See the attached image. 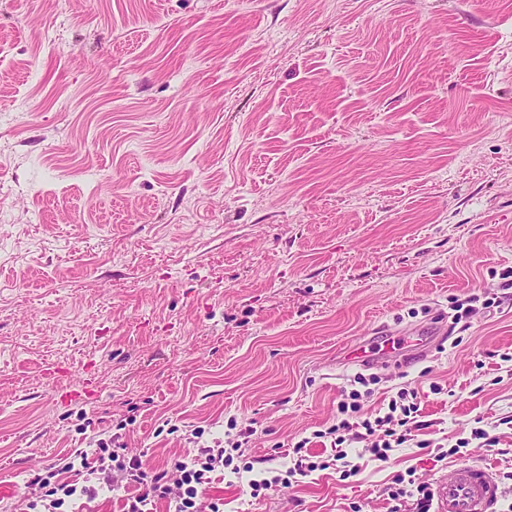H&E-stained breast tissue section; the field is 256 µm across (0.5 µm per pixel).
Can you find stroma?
<instances>
[{
    "instance_id": "stroma-1",
    "label": "stroma",
    "mask_w": 512,
    "mask_h": 512,
    "mask_svg": "<svg viewBox=\"0 0 512 512\" xmlns=\"http://www.w3.org/2000/svg\"><path fill=\"white\" fill-rule=\"evenodd\" d=\"M3 206L0 507L102 430L158 469L199 427L258 474L331 457L347 352L412 331L364 411L415 388L416 444L210 496L389 512L479 463L512 502V0H0ZM310 443L309 438H303L295 443L293 446V454L297 456L294 467L289 468L285 471V476L282 473L276 471H267V473H276L269 477H263L261 479H250L248 486L251 489V496L257 498L261 495V490L267 489L272 484H280L283 488H289L292 485L290 477L295 475L306 476L307 473L314 472L318 469L325 470L330 468V465L325 462L316 463L309 460L310 456L302 454L303 449L307 448V444Z\"/></svg>"
}]
</instances>
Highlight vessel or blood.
<instances>
[{"label":"vessel or blood","mask_w":512,"mask_h":512,"mask_svg":"<svg viewBox=\"0 0 512 512\" xmlns=\"http://www.w3.org/2000/svg\"><path fill=\"white\" fill-rule=\"evenodd\" d=\"M500 494L495 473L481 464L458 466L432 488L435 512H489Z\"/></svg>","instance_id":"1"}]
</instances>
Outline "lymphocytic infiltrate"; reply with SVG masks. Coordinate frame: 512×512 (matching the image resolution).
I'll use <instances>...</instances> for the list:
<instances>
[{"label": "lymphocytic infiltrate", "instance_id": "1", "mask_svg": "<svg viewBox=\"0 0 512 512\" xmlns=\"http://www.w3.org/2000/svg\"><path fill=\"white\" fill-rule=\"evenodd\" d=\"M353 382L354 389L337 404L335 423L322 432L337 450L336 470L344 480L355 476L359 467L348 461L343 444L365 443L372 458L384 461L411 441L420 427L416 391L399 390L396 398L390 399L386 413L371 419L363 413V402L372 396L376 378L358 373ZM62 470L76 473V480H56L50 471L25 481L20 499L25 512H75L78 500L90 502L101 491L121 487L127 491L121 512H151L152 505L160 500L168 502L172 512H224L223 499L209 494L211 484L224 471L251 475L253 467L236 464L234 455L224 449L201 445L170 467L156 469L142 457L125 454L100 440L95 447L76 451Z\"/></svg>", "mask_w": 512, "mask_h": 512}]
</instances>
